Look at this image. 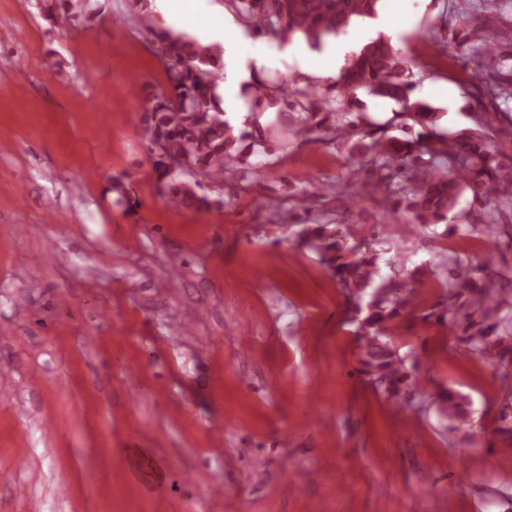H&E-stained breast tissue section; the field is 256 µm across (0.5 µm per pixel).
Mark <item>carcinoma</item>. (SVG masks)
I'll return each instance as SVG.
<instances>
[{"label":"carcinoma","mask_w":512,"mask_h":512,"mask_svg":"<svg viewBox=\"0 0 512 512\" xmlns=\"http://www.w3.org/2000/svg\"><path fill=\"white\" fill-rule=\"evenodd\" d=\"M243 22L258 35L290 42L305 40L313 49L326 39L343 36L355 25L378 16L380 0H228ZM46 17L62 26L78 15H92L91 0H45ZM167 85L152 93L143 108V139L151 152L153 167L164 182L165 194L176 206L209 208L202 193L203 181H224L247 152L260 151L265 142H242L249 134L235 135L224 120L216 88L224 79L220 48L188 41L164 29L153 32ZM339 96L364 90L402 103L400 115L426 132L417 138L374 137L361 134L362 160L351 164L352 173L365 169L376 176V190L398 186L409 196L414 219L438 224L447 219L459 197L470 190L475 199L492 201L500 193L512 197V166L505 167L491 146L481 139H447L436 132L438 113L415 101L408 80L405 53L383 33L347 56L334 82ZM317 112H298L290 133L298 137L318 126ZM429 162L420 164L423 156ZM398 181L388 182L391 171ZM347 232L332 230L319 220H310L300 230L301 245L314 250L332 273L352 305L356 333L362 344L360 373L375 390L398 399L409 382L406 359L393 348L390 333L394 319L409 307L422 283L414 274L379 277L376 257L364 242ZM443 270L430 271L444 277L441 287L448 299L437 321L463 329L466 351L491 365L512 363V267H486L478 277L463 261L450 258ZM470 399L459 391L444 390L437 403L439 414L452 430L466 428L477 435L470 419ZM500 432L512 439V388L501 409Z\"/></svg>","instance_id":"1"}]
</instances>
